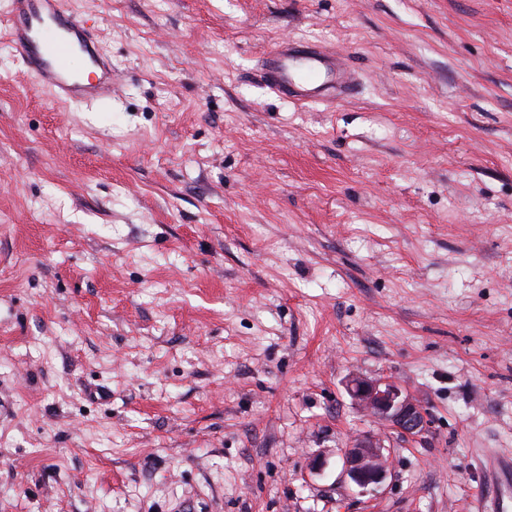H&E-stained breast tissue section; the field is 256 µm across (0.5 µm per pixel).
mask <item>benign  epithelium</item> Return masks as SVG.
Here are the masks:
<instances>
[{
	"label": "benign epithelium",
	"mask_w": 512,
	"mask_h": 512,
	"mask_svg": "<svg viewBox=\"0 0 512 512\" xmlns=\"http://www.w3.org/2000/svg\"><path fill=\"white\" fill-rule=\"evenodd\" d=\"M347 391L364 410L405 435L419 436L428 426L426 410L391 382L353 375L347 381ZM383 449L382 442L372 436L351 441L344 452L346 476L362 488L384 482L389 469Z\"/></svg>",
	"instance_id": "benign-epithelium-1"
}]
</instances>
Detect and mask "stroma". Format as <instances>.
<instances>
[{
  "label": "stroma",
  "instance_id": "1",
  "mask_svg": "<svg viewBox=\"0 0 512 512\" xmlns=\"http://www.w3.org/2000/svg\"><path fill=\"white\" fill-rule=\"evenodd\" d=\"M0 32V512H484L512 487V0H68ZM354 77L276 97L281 38ZM430 414L407 438L351 374ZM378 436L380 486L342 452ZM11 15L10 39L38 83L67 101L112 94V65L66 0H13ZM77 53L85 58L86 78L68 66Z\"/></svg>",
  "mask_w": 512,
  "mask_h": 512
}]
</instances>
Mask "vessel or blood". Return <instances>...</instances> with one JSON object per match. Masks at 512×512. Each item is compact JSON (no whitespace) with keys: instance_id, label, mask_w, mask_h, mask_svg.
<instances>
[{"instance_id":"obj_1","label":"vessel or blood","mask_w":512,"mask_h":512,"mask_svg":"<svg viewBox=\"0 0 512 512\" xmlns=\"http://www.w3.org/2000/svg\"><path fill=\"white\" fill-rule=\"evenodd\" d=\"M11 15L10 39L41 85L67 101L111 95L112 65L67 0H12ZM77 53L85 58L87 76L68 66V58ZM265 75L274 92L298 102L334 98L352 81L333 57L290 40L267 55Z\"/></svg>"}]
</instances>
